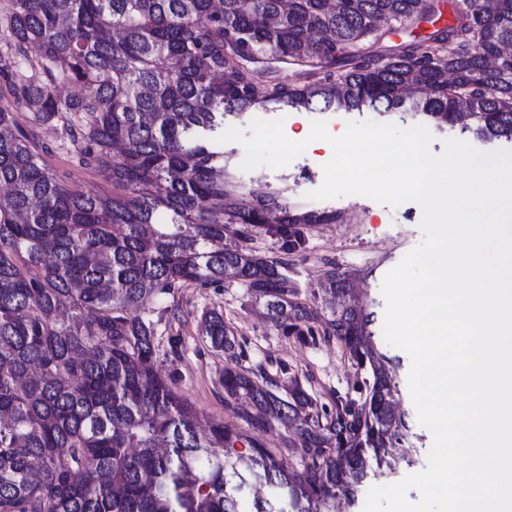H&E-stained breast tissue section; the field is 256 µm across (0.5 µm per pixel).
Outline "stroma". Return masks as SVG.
<instances>
[{
    "mask_svg": "<svg viewBox=\"0 0 512 512\" xmlns=\"http://www.w3.org/2000/svg\"><path fill=\"white\" fill-rule=\"evenodd\" d=\"M255 118L283 119L286 135L294 140L307 137L310 123L323 119L329 132L345 129L347 121L367 119L393 122L402 127L423 124L435 136L433 153H441L442 141L457 138L470 142L478 150L489 152L507 148L504 140L486 141L464 132L462 125L437 124L408 109L382 111L323 110L320 107H275L267 110L251 108L234 111L224 116L225 126L244 127ZM41 142L52 146L51 164L77 189L103 191L107 185L94 172L72 164L66 145L60 140L56 127H38ZM224 150V170L228 180L237 186L243 202H250L257 194L279 196L290 209L309 210L336 215L342 220L337 237L321 236L317 225L303 224L300 247L289 260L288 280L298 292L297 300L310 314L302 328L303 335L285 333L265 317L263 309L254 304L245 285L236 279H226L210 288L187 287L175 296L165 297L164 305L178 308L180 319L158 329L156 338V366L159 373L207 418L219 420L248 435V442L239 444L240 452H248L251 443L276 449L288 469L301 475L307 472L311 461L298 448L285 444L286 432L279 423L252 426L242 420L235 404L225 399L220 378L226 359L215 352L200 331L203 313L216 309L224 314L239 344L238 358L242 368L264 371L275 380L274 391L283 399L301 394L308 401V413L320 419H332L337 403L356 398V384L360 379L357 366L350 359L343 344L323 333V317L329 316L321 298L313 297L327 271L333 270L349 279L356 288L357 303L371 313L373 321L368 330L370 345L381 360L397 389L398 412L406 426L400 442L383 461H369L367 475L354 496L346 500V512H362L368 489L399 481L404 476L426 466L427 453L432 445L431 432L419 425L409 389L410 358L401 349L387 345L382 337L385 301L380 286L385 274L396 266L403 256L421 240L419 223L422 211L417 204L409 208H392L370 198L353 195L338 199L317 201L307 194L323 182L322 166L331 154L323 149H307L287 167L279 170L258 168L241 170L244 150L240 144L227 143Z\"/></svg>",
    "mask_w": 512,
    "mask_h": 512,
    "instance_id": "35a3bbf8",
    "label": "stroma"
}]
</instances>
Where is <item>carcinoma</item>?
Segmentation results:
<instances>
[{"mask_svg": "<svg viewBox=\"0 0 512 512\" xmlns=\"http://www.w3.org/2000/svg\"><path fill=\"white\" fill-rule=\"evenodd\" d=\"M439 0H5L0 5V512H240L244 487H268L251 512H332L367 458L403 427L396 386L372 373L365 399L327 424L243 369L216 310L202 335L228 355L226 399L242 419L284 428L309 455L306 475L272 450L208 421L156 369L168 309L156 302L231 275L286 333L305 306L288 287L298 224L274 195L240 203L224 153L201 132L257 104L391 111L410 103L440 124L468 112L482 139L512 141V0H455L456 22L427 23ZM371 38V50L350 47ZM35 55H30L31 50ZM302 79L288 81V70ZM62 83L88 89L63 96ZM30 114L23 126L18 114ZM52 125L73 164L112 183L80 191L47 159L34 128ZM240 224L263 227L283 254L262 257ZM159 312L157 319L150 318ZM362 310L331 312L323 332L350 358L366 350Z\"/></svg>", "mask_w": 512, "mask_h": 512, "instance_id": "carcinoma-1", "label": "carcinoma"}]
</instances>
